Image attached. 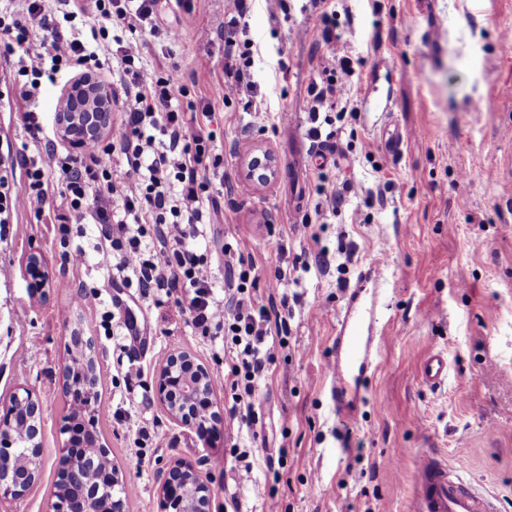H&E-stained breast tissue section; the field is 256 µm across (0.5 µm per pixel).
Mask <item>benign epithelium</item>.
<instances>
[{"mask_svg": "<svg viewBox=\"0 0 512 512\" xmlns=\"http://www.w3.org/2000/svg\"><path fill=\"white\" fill-rule=\"evenodd\" d=\"M116 110L112 87L96 81L91 76L75 79L61 98L57 112V132L73 150L82 151L91 142L103 139L112 124ZM246 181L254 184L272 178L274 160L271 152L249 155ZM26 268L31 278L30 286L40 290L48 285V274L40 255L28 256ZM66 396L79 415V420L66 423L65 439L57 449L58 463H66L62 482L55 485L51 512H129L128 498L112 492L119 485V469L114 465L90 470L85 462L77 459L79 448H94L91 434L95 426L98 399L97 364L85 367L78 378H73L69 362L61 366ZM210 372L188 351L170 354L158 367L155 377V397L168 415L192 429L198 438L205 440L215 430L220 413L209 409L213 388L208 385ZM205 403L207 409L190 415L187 406ZM21 408L29 410L31 426L26 440L42 459L40 418L42 408L34 392L17 389L8 404L0 408V512L23 499L36 481L32 471L18 470L15 455L16 434L14 419ZM162 512H211L213 489L209 482L199 477L188 462L176 460L161 477Z\"/></svg>", "mask_w": 512, "mask_h": 512, "instance_id": "7a95c632", "label": "benign epithelium"}]
</instances>
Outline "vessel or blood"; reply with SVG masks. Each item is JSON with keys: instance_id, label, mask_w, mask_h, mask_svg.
Returning <instances> with one entry per match:
<instances>
[{"instance_id": "vessel-or-blood-1", "label": "vessel or blood", "mask_w": 512, "mask_h": 512, "mask_svg": "<svg viewBox=\"0 0 512 512\" xmlns=\"http://www.w3.org/2000/svg\"><path fill=\"white\" fill-rule=\"evenodd\" d=\"M381 268L378 262L370 265L360 283L346 289L338 311L328 374L336 415L347 423L356 417L362 389L376 370L384 341L378 296L372 289ZM447 373L448 360L439 353L429 355L420 366L421 378L430 386L440 385ZM417 485L412 512H496L490 497L471 492L433 456L421 457Z\"/></svg>"}]
</instances>
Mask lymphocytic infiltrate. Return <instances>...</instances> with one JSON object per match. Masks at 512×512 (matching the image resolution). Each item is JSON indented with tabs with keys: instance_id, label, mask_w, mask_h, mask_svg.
<instances>
[{
	"instance_id": "obj_1",
	"label": "lymphocytic infiltrate",
	"mask_w": 512,
	"mask_h": 512,
	"mask_svg": "<svg viewBox=\"0 0 512 512\" xmlns=\"http://www.w3.org/2000/svg\"><path fill=\"white\" fill-rule=\"evenodd\" d=\"M312 4L328 52L320 62L321 80L307 86V134L325 145L338 132L324 128L320 114L330 101L345 98L353 57L336 32L328 0ZM156 5L157 0H9L0 12V52L13 62L8 81L0 84V112L14 114L32 135L42 134L46 117L37 101L44 86L60 74L102 70L90 40L105 36L108 25L134 22L157 35ZM78 17L92 23L90 34L72 27ZM146 48L145 40L121 39L112 56V79L122 90L119 140L90 143L80 155L49 143L18 164L0 154V224L13 223L22 210L42 215L49 206L59 224H100L108 242L100 264L136 280L143 296L175 297L201 335L230 338L221 386L232 393L231 416L249 426L257 387L288 319L271 316L249 286L252 261L241 253L225 260L228 291L215 295L213 264L195 247L210 221L208 172L220 162L205 124L210 112L183 111L174 94L178 67L157 75L143 62ZM117 155L126 164L116 174Z\"/></svg>"
}]
</instances>
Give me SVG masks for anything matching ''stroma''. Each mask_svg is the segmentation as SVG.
I'll list each match as a JSON object with an SVG mask.
<instances>
[{"mask_svg":"<svg viewBox=\"0 0 512 512\" xmlns=\"http://www.w3.org/2000/svg\"><path fill=\"white\" fill-rule=\"evenodd\" d=\"M337 30L356 56L348 109L335 125L337 147L320 152L306 134V88L327 52L309 0H255L246 18L258 46L249 83L224 71V0L175 9L159 0L160 31L186 33L176 45L146 37L150 66L178 65L181 105L202 108L215 83L211 125L222 163L209 171L223 187L199 250L212 260L223 293L225 251L249 254L257 293L299 255L327 251V268L300 272L290 333L259 385L255 423L228 419L230 396L213 393L219 434L199 441L144 393L155 388L156 358L186 350L210 373L224 368L222 341L201 335L174 298L115 287L99 265L100 225L73 227L69 244L42 217L21 212L0 228V403L21 387L42 405L43 466L16 512H49L58 480L67 399L59 382L73 329L99 358L96 426L126 484L130 512H161L160 476L170 463L198 466L213 488L211 512H410L420 458L446 463L512 512V0H335ZM305 29L294 39L293 28ZM442 39H433L435 31ZM288 115L272 125L269 116ZM407 132L399 149L393 129ZM270 149L278 172L245 194L250 149ZM360 188L337 210L342 182ZM368 215L353 223L354 212ZM309 223H301V216ZM282 252L271 251L269 237ZM84 251L71 265L68 246ZM40 253L48 286L30 288L26 260ZM383 260L381 324L386 341L354 423L339 424L326 362L345 289ZM85 294L76 302L77 294ZM133 314L143 342L123 347L116 311ZM36 349L37 360L22 359ZM448 359V380L422 383L428 352ZM150 437L138 441L137 429ZM247 452L253 478L242 483L234 450ZM279 460L270 474L267 459Z\"/></svg>","mask_w":512,"mask_h":512,"instance_id":"1","label":"stroma"}]
</instances>
